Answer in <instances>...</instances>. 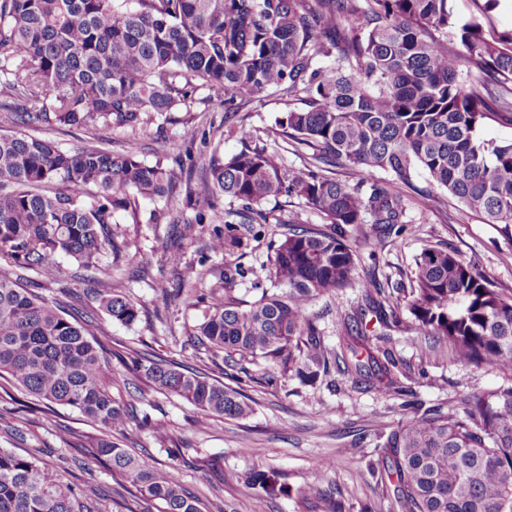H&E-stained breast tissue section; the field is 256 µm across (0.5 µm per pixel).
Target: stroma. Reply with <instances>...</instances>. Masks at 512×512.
Wrapping results in <instances>:
<instances>
[{
    "label": "stroma",
    "mask_w": 512,
    "mask_h": 512,
    "mask_svg": "<svg viewBox=\"0 0 512 512\" xmlns=\"http://www.w3.org/2000/svg\"><path fill=\"white\" fill-rule=\"evenodd\" d=\"M197 96L191 111L173 113L161 130L144 138V160L152 162L164 155L187 166L211 155L226 159L242 149L243 127L252 130L257 144L284 147L278 134L284 105L276 94L260 95L232 117L225 116L223 103L208 98L206 90H199ZM37 135L63 150L95 138L117 150L132 132L123 127L95 131L55 127L38 130ZM415 184L416 191L407 194L408 222L400 232L386 234L375 228L367 238L357 240L360 273L375 276L388 289L409 287L416 255L424 245L433 244L454 251L494 286L512 293V239L504 237L498 225L466 214L450 196H443L438 207H427L418 194L428 185L426 174H419ZM175 198L171 206L162 200H136L140 221L124 227L129 248L121 262L103 256L99 269L80 277L68 257L56 256V274L45 280L41 293L78 317L95 309L96 281L109 279L142 307L143 314L131 325L101 317L98 337L104 344L148 351L227 384L233 367L187 343L203 318L204 304L187 306L175 295L181 288L205 294L214 285L213 274L223 269L224 257L211 252L208 244L231 203L224 198L211 206L186 198L181 189ZM176 217L196 224L193 240L176 238L172 231ZM174 251L181 255L177 266L168 260ZM362 302L360 290L354 287L312 306L328 346L339 343L341 315ZM374 342L402 364L401 392L379 394L335 372L313 386L291 379L270 387L255 366L242 381L255 400V411L243 420L205 418L189 402L145 388L143 380L116 359H108L105 368L113 395L133 402L138 414L151 421L147 428L128 422L121 441L141 450L156 466L173 470L197 497L202 512H252L255 491L244 479L251 471L269 468L280 473L285 491L275 496L268 512H316L300 496L306 485L316 481L336 490L347 512H389L390 501L371 470L378 465L380 434L412 416L410 401L457 408L464 396L510 384L512 378L451 363L446 349L433 346L431 337L405 315ZM29 401L28 395L0 377V448L42 458L49 473L63 482L100 488L101 497L91 503L93 512H118L121 500L134 499L133 488L121 487L111 472L72 449L74 437L95 433L94 425L78 411L61 406L49 420L32 415L22 409ZM170 448L178 450V457L167 456ZM326 459L333 467L324 472L319 464Z\"/></svg>",
    "instance_id": "obj_1"
}]
</instances>
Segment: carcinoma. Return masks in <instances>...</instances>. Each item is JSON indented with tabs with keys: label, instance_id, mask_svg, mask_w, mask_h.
Here are the masks:
<instances>
[{
	"label": "carcinoma",
	"instance_id": "carcinoma-1",
	"mask_svg": "<svg viewBox=\"0 0 512 512\" xmlns=\"http://www.w3.org/2000/svg\"><path fill=\"white\" fill-rule=\"evenodd\" d=\"M335 56V65L318 58ZM466 79H459L460 75ZM205 89L238 113L274 91L278 124L301 166L264 146L188 172L187 197L213 205L228 197L243 222L213 230L224 254L221 287L208 293L195 347L228 363H266L273 386L292 375L315 384L334 369L355 385L399 391V361L372 342L365 318L388 327L405 309L412 323L448 345L452 361L512 372V294L493 286L455 252L428 245L416 256L411 288L392 299L358 273L350 239L366 224L406 223L403 187L423 172L467 212L512 237V140L481 136L490 121L512 124V36L489 38L481 16L459 24L448 0H0V112L26 127L126 126L141 136L173 112L190 111ZM295 100L302 106L292 105ZM42 103L38 109L32 108ZM388 170L386 185L369 180ZM357 176L355 184L349 178ZM181 176L137 141L120 151L96 142L61 150L22 132L0 133V253L20 270H49L64 255L79 268L128 248L114 215L140 223L137 198L171 201ZM297 197L326 222L295 213L279 220L265 276L251 300L234 295L243 277L231 259L266 224L260 206ZM0 272V374L29 395L28 411H79L100 429L81 445L164 512H201L173 472L158 468L112 432L134 408L112 396L93 315L80 322ZM361 288L364 304L341 316L339 348L326 346L311 313L319 299ZM98 309L123 324L141 308L101 280ZM112 355L156 391L178 396L209 418L242 419L255 401L137 350ZM381 475L391 512H512V385L466 395L461 408H415L380 435ZM273 469L252 471L254 512L283 492ZM80 493L53 480L41 459L0 449V512H86ZM302 499L321 512H346L321 482Z\"/></svg>",
	"mask_w": 512,
	"mask_h": 512
}]
</instances>
